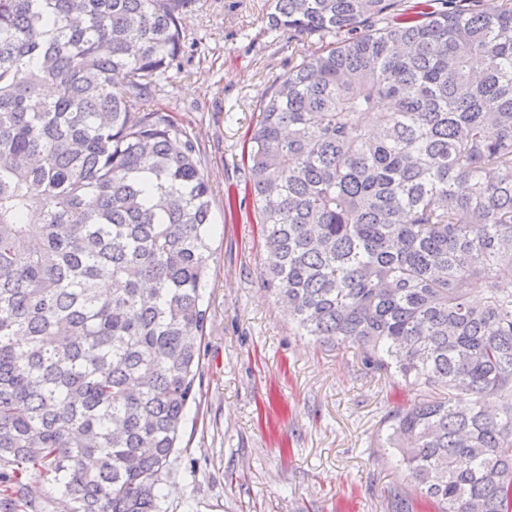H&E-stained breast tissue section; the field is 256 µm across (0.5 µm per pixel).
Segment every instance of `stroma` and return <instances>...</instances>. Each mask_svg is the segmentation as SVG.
<instances>
[{"label": "stroma", "mask_w": 512, "mask_h": 512, "mask_svg": "<svg viewBox=\"0 0 512 512\" xmlns=\"http://www.w3.org/2000/svg\"><path fill=\"white\" fill-rule=\"evenodd\" d=\"M268 0H193L179 67L154 103L197 141L213 190L209 320L163 512H395L407 480L377 446L412 386L367 375L355 349L296 335L262 287L242 161L270 87L315 41L272 32Z\"/></svg>", "instance_id": "35a3bbf8"}]
</instances>
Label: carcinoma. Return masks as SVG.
I'll return each mask as SVG.
<instances>
[{
    "label": "carcinoma",
    "mask_w": 512,
    "mask_h": 512,
    "mask_svg": "<svg viewBox=\"0 0 512 512\" xmlns=\"http://www.w3.org/2000/svg\"><path fill=\"white\" fill-rule=\"evenodd\" d=\"M191 2L0 0L3 512L28 473L68 512H160L213 256L198 144L151 105ZM467 2L271 0L317 47L244 161L298 335L420 393L385 441L410 485L512 512V0Z\"/></svg>",
    "instance_id": "obj_1"
}]
</instances>
